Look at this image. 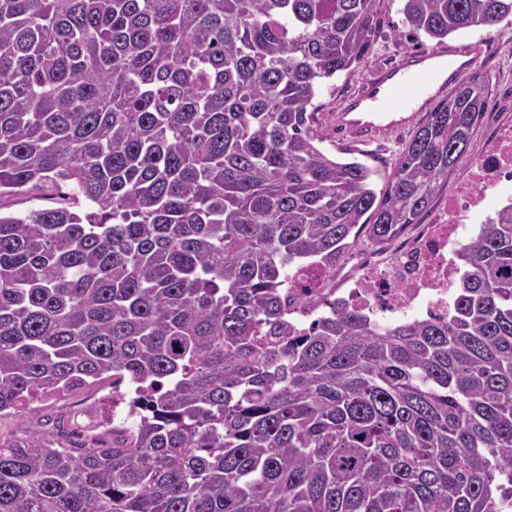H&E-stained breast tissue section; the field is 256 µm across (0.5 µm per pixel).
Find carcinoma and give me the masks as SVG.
<instances>
[{
  "instance_id": "cac0c4a2",
  "label": "carcinoma",
  "mask_w": 512,
  "mask_h": 512,
  "mask_svg": "<svg viewBox=\"0 0 512 512\" xmlns=\"http://www.w3.org/2000/svg\"><path fill=\"white\" fill-rule=\"evenodd\" d=\"M379 0H0V414L107 376L112 443L0 437V512H512V203L457 253L446 320L321 293L472 146L461 78L376 171L325 153L316 97ZM442 42L512 0H404ZM330 305L294 334L290 305Z\"/></svg>"
}]
</instances>
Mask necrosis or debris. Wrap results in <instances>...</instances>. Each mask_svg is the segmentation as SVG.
<instances>
[{
	"label": "necrosis or debris",
	"instance_id": "necrosis-or-debris-1",
	"mask_svg": "<svg viewBox=\"0 0 512 512\" xmlns=\"http://www.w3.org/2000/svg\"><path fill=\"white\" fill-rule=\"evenodd\" d=\"M506 182L512 183V123L507 121L479 145L430 223L414 226L387 251L364 250L346 261L339 272L341 300L380 324L447 318L455 298V253L474 235L475 211Z\"/></svg>",
	"mask_w": 512,
	"mask_h": 512
}]
</instances>
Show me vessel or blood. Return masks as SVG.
<instances>
[{
	"label": "vessel or blood",
	"instance_id": "obj_1",
	"mask_svg": "<svg viewBox=\"0 0 512 512\" xmlns=\"http://www.w3.org/2000/svg\"><path fill=\"white\" fill-rule=\"evenodd\" d=\"M482 56L481 43L441 46L407 56L365 81L358 94L331 116L355 140H378L409 124Z\"/></svg>",
	"mask_w": 512,
	"mask_h": 512
}]
</instances>
